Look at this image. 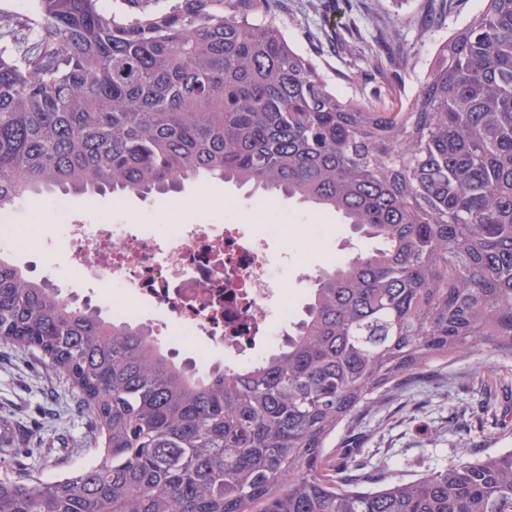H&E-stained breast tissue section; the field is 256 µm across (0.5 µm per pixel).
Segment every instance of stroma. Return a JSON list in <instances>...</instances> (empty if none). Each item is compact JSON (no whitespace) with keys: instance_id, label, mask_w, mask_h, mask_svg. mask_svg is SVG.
<instances>
[{"instance_id":"obj_1","label":"stroma","mask_w":512,"mask_h":512,"mask_svg":"<svg viewBox=\"0 0 512 512\" xmlns=\"http://www.w3.org/2000/svg\"><path fill=\"white\" fill-rule=\"evenodd\" d=\"M438 0H269L268 20L292 49L311 58L337 97L361 99L392 111L408 106L438 48L486 7L487 0H458L453 13L437 14ZM183 211L164 196L147 199L98 195L75 200L90 224H172L196 219L204 208L233 202L227 220L258 214L267 224H323V238L273 240L272 255L295 250L309 272L353 255L367 243L336 213L248 193L208 181L186 184ZM53 202L22 201L8 221L21 225L31 245L16 262L28 274L59 288L75 305L110 310L112 286L71 267L73 246L55 230ZM104 438L79 406L71 378L40 352L0 340V477L53 482L97 463ZM355 449L367 475L415 481L436 470L512 449V358L473 350L435 363L393 391L373 395L352 432H339L326 449L331 465Z\"/></svg>"}]
</instances>
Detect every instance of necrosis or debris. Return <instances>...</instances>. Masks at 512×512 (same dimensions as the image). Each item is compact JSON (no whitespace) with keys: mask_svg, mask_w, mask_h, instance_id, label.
I'll return each instance as SVG.
<instances>
[{"mask_svg":"<svg viewBox=\"0 0 512 512\" xmlns=\"http://www.w3.org/2000/svg\"><path fill=\"white\" fill-rule=\"evenodd\" d=\"M56 205L75 267L123 291L125 302L112 305L115 318H138L143 299L166 311V332L205 336L229 355L286 333L288 288L278 269L296 265V255L286 250L272 263L270 237L255 225L208 218L158 233L88 224L67 198Z\"/></svg>","mask_w":512,"mask_h":512,"instance_id":"4bbe7bcc","label":"necrosis or debris"}]
</instances>
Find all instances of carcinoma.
I'll use <instances>...</instances> for the list:
<instances>
[{
    "label": "carcinoma",
    "mask_w": 512,
    "mask_h": 512,
    "mask_svg": "<svg viewBox=\"0 0 512 512\" xmlns=\"http://www.w3.org/2000/svg\"><path fill=\"white\" fill-rule=\"evenodd\" d=\"M37 2L0 13V218L205 178L334 211L372 246L318 269L281 351L201 376L0 254V339L66 372L104 436L71 477L0 478V512H512V449L374 487L325 464L374 392L473 349L512 358V0L394 112L336 97L257 22L268 0Z\"/></svg>",
    "instance_id": "obj_1"
}]
</instances>
